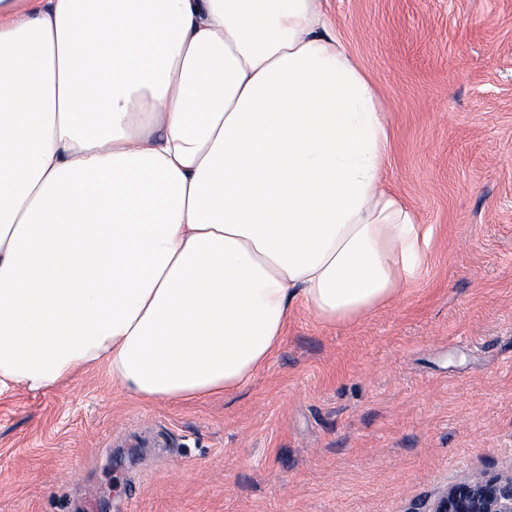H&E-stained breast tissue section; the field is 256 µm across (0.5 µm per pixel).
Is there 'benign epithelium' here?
I'll list each match as a JSON object with an SVG mask.
<instances>
[{"mask_svg":"<svg viewBox=\"0 0 512 512\" xmlns=\"http://www.w3.org/2000/svg\"><path fill=\"white\" fill-rule=\"evenodd\" d=\"M415 512H512V476L492 479L472 473L440 488Z\"/></svg>","mask_w":512,"mask_h":512,"instance_id":"1","label":"benign epithelium"}]
</instances>
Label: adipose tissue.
<instances>
[{
	"mask_svg": "<svg viewBox=\"0 0 512 512\" xmlns=\"http://www.w3.org/2000/svg\"><path fill=\"white\" fill-rule=\"evenodd\" d=\"M320 0H0V385L247 386L397 297L430 228Z\"/></svg>",
	"mask_w": 512,
	"mask_h": 512,
	"instance_id": "obj_1",
	"label": "adipose tissue"
}]
</instances>
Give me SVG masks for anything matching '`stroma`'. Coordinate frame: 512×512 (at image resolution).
Instances as JSON below:
<instances>
[{"label": "stroma", "mask_w": 512, "mask_h": 512, "mask_svg": "<svg viewBox=\"0 0 512 512\" xmlns=\"http://www.w3.org/2000/svg\"><path fill=\"white\" fill-rule=\"evenodd\" d=\"M431 237L359 321L303 307L233 394L149 402L89 367L0 389V512H413L512 473V0H322Z\"/></svg>", "instance_id": "stroma-1"}]
</instances>
